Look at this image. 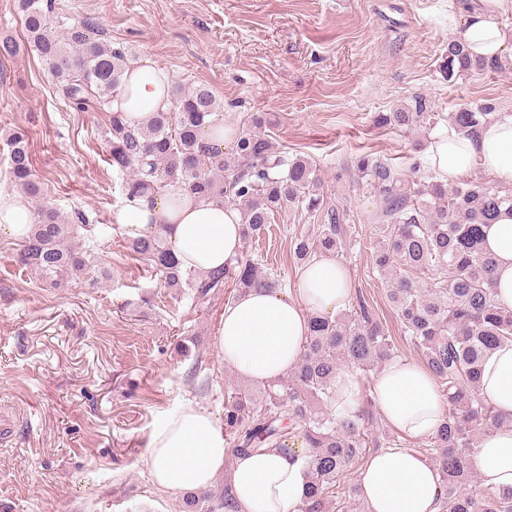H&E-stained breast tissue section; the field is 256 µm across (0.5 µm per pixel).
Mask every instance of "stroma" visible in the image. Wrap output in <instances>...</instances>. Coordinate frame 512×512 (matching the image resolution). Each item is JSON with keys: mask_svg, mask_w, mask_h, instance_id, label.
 <instances>
[{"mask_svg": "<svg viewBox=\"0 0 512 512\" xmlns=\"http://www.w3.org/2000/svg\"><path fill=\"white\" fill-rule=\"evenodd\" d=\"M57 12L95 20L105 42L129 61L150 57L170 82L208 87L224 122L242 129L267 114L276 145L306 157L323 206L344 226L338 259L355 294L373 307L395 354L421 362L401 335L374 269L380 198L355 181L352 160L371 154L414 182L426 181L422 146L460 104L486 99L512 114V67L447 81L439 70L449 41L448 0H55ZM431 105L420 148L373 118L414 95ZM108 115L74 111L48 64L27 52L0 59V133L29 136L43 183L41 205L101 230L96 286L49 288L15 261L16 240L0 236V406L13 440L0 445V502L10 512H187L186 493L150 480L147 441L181 405L194 402L216 423L247 381L224 364L214 337L221 289L205 299L176 294L126 247L116 221L123 175L107 160ZM304 210H279L243 246L265 254L295 285L291 236L309 229Z\"/></svg>", "mask_w": 512, "mask_h": 512, "instance_id": "stroma-1", "label": "stroma"}]
</instances>
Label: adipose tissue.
<instances>
[{
	"label": "adipose tissue",
	"instance_id": "1",
	"mask_svg": "<svg viewBox=\"0 0 512 512\" xmlns=\"http://www.w3.org/2000/svg\"><path fill=\"white\" fill-rule=\"evenodd\" d=\"M512 0H448V32L460 38L475 58L512 64V28L498 17ZM166 75L150 58L133 63L126 73L125 112L135 118L168 110ZM425 163L442 180L455 182L483 170L512 185V117L488 125L470 139L448 127L429 141ZM31 207L17 192L0 191V235L27 236ZM117 222L131 238L163 230L182 268L211 271L232 263L241 253L242 218L224 207L185 194L176 187L161 195L127 201ZM484 246L496 259L495 300L512 309V214L502 213L486 225ZM353 294L345 266L334 258L312 260L300 269L293 296L257 290L238 296L224 308L215 347L225 364L243 378L265 384L285 375L299 362L314 316H335ZM480 393L508 425L484 435L471 455L481 483L512 488V343L497 347L482 363ZM373 397L383 421L412 438L435 433L443 418V398L432 375L413 361L395 358L373 379ZM152 481L173 494L212 486L229 476L238 512H297L302 503L310 456L306 449L267 448L231 455L222 428L196 403L184 404L166 417L147 441ZM441 472L405 448L374 452L359 472L367 512H439Z\"/></svg>",
	"mask_w": 512,
	"mask_h": 512
}]
</instances>
